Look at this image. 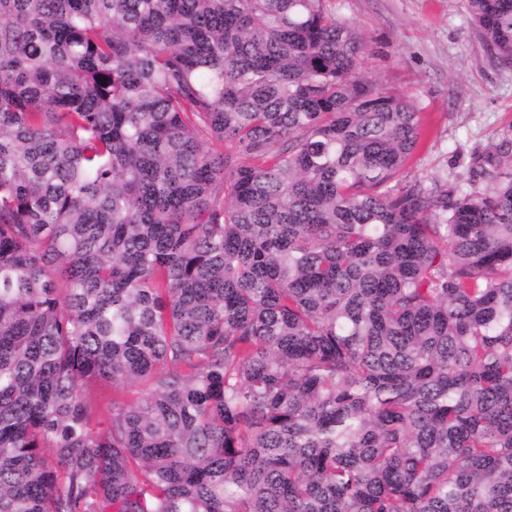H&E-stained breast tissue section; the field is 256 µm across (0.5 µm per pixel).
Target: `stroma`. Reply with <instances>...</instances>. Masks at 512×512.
I'll use <instances>...</instances> for the list:
<instances>
[{"mask_svg": "<svg viewBox=\"0 0 512 512\" xmlns=\"http://www.w3.org/2000/svg\"><path fill=\"white\" fill-rule=\"evenodd\" d=\"M363 40L365 74L410 96L422 141L401 181L466 175L473 153L512 129V69L487 54L467 0H325Z\"/></svg>", "mask_w": 512, "mask_h": 512, "instance_id": "stroma-1", "label": "stroma"}]
</instances>
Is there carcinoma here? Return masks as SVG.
I'll list each match as a JSON object with an SVG mask.
<instances>
[{
	"mask_svg": "<svg viewBox=\"0 0 512 512\" xmlns=\"http://www.w3.org/2000/svg\"><path fill=\"white\" fill-rule=\"evenodd\" d=\"M365 50L324 0H0V512H512V133L397 184Z\"/></svg>",
	"mask_w": 512,
	"mask_h": 512,
	"instance_id": "carcinoma-1",
	"label": "carcinoma"
}]
</instances>
